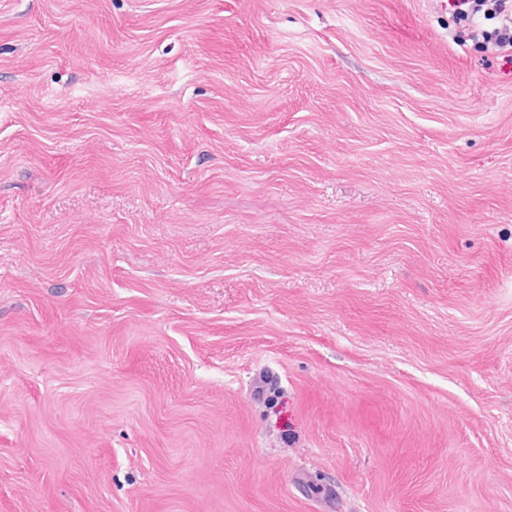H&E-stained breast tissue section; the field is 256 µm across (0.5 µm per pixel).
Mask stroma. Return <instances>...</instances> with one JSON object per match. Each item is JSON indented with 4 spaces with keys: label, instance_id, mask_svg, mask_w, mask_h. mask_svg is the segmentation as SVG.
Returning <instances> with one entry per match:
<instances>
[{
    "label": "stroma",
    "instance_id": "1",
    "mask_svg": "<svg viewBox=\"0 0 512 512\" xmlns=\"http://www.w3.org/2000/svg\"><path fill=\"white\" fill-rule=\"evenodd\" d=\"M0 512H512V60L0 0Z\"/></svg>",
    "mask_w": 512,
    "mask_h": 512
}]
</instances>
